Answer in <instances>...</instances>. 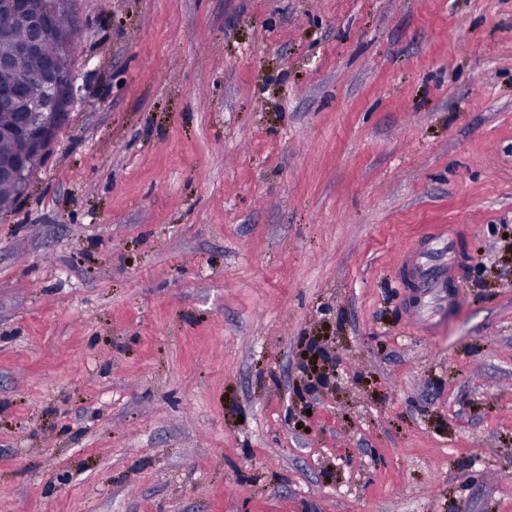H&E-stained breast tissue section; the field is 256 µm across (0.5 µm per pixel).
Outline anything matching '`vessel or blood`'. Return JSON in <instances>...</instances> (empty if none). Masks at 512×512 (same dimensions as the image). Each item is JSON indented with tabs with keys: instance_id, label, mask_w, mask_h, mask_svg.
I'll use <instances>...</instances> for the list:
<instances>
[{
	"instance_id": "1",
	"label": "vessel or blood",
	"mask_w": 512,
	"mask_h": 512,
	"mask_svg": "<svg viewBox=\"0 0 512 512\" xmlns=\"http://www.w3.org/2000/svg\"><path fill=\"white\" fill-rule=\"evenodd\" d=\"M455 277L453 237L447 229H436L428 235L424 246L413 251L403 271L418 323L430 325L434 307H449L456 302L457 294L452 287Z\"/></svg>"
}]
</instances>
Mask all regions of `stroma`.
Instances as JSON below:
<instances>
[{"instance_id":"1","label":"stroma","mask_w":512,"mask_h":512,"mask_svg":"<svg viewBox=\"0 0 512 512\" xmlns=\"http://www.w3.org/2000/svg\"><path fill=\"white\" fill-rule=\"evenodd\" d=\"M75 15L0 212V512H512V0ZM454 240L447 228H437L427 236V243L416 248L403 271L409 286L415 320L430 326L433 308L450 307L457 300L451 288L455 277Z\"/></svg>"}]
</instances>
